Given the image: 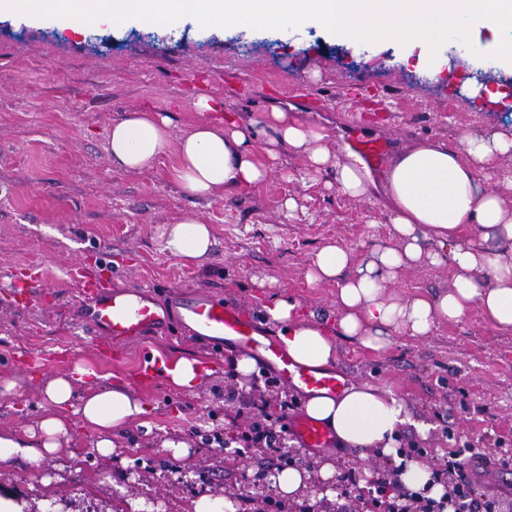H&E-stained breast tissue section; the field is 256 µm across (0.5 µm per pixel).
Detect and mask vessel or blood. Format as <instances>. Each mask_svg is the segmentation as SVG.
I'll return each instance as SVG.
<instances>
[{
  "label": "vessel or blood",
  "instance_id": "b4317fda",
  "mask_svg": "<svg viewBox=\"0 0 512 512\" xmlns=\"http://www.w3.org/2000/svg\"><path fill=\"white\" fill-rule=\"evenodd\" d=\"M357 166L381 169L389 145L378 138L359 137L350 144ZM72 276L85 295L86 322L94 333L106 340L146 336L148 332L168 328L172 320L189 326L197 336L224 350L245 351L263 364L272 366L280 383L287 388L309 393L325 391L335 395L344 390L348 377L333 370H313L296 363L276 336L269 334L240 307L217 295L198 292L177 295L173 305L158 302L142 286L115 289L106 286L82 267ZM288 436L303 448H332L333 432L322 422L299 413L287 420Z\"/></svg>",
  "mask_w": 512,
  "mask_h": 512
}]
</instances>
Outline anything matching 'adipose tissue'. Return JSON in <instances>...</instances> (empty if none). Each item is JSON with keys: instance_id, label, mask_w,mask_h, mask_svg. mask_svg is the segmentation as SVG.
I'll list each match as a JSON object with an SVG mask.
<instances>
[{"instance_id": "ef3b65f1", "label": "adipose tissue", "mask_w": 512, "mask_h": 512, "mask_svg": "<svg viewBox=\"0 0 512 512\" xmlns=\"http://www.w3.org/2000/svg\"><path fill=\"white\" fill-rule=\"evenodd\" d=\"M169 127V119L148 112L114 121L108 134L113 164L143 172L172 156L171 177L180 191L208 198L267 179L269 166L256 152L265 140L303 151L312 164L332 169L343 194L368 193L366 175L332 153L325 128L288 120L279 110L245 120L208 119L176 142ZM511 152L510 137L467 136L456 145L427 140L398 156L386 187L392 243L376 247L360 263L342 248L323 246L306 273L312 285L336 282L335 330L303 318L294 301L275 295L263 305L265 319L278 326L289 355L304 366L326 368L336 361L337 337L381 351L392 336H429L436 325L461 321L474 308L489 325L512 332V202L482 184L497 157ZM161 237L165 250L189 261L205 257L214 244L210 225L197 216L165 225ZM426 241L431 244L427 250L422 247ZM443 263L454 270L448 289L405 301L393 294L403 269ZM41 395L43 412L35 423L0 430V461L21 459L35 475L45 459L70 446L76 425L97 434V451L107 457L118 433L150 413L131 390L81 363L46 381ZM304 411L328 426L339 443L391 457L398 454L397 438L405 426L415 425L423 435L430 430L429 424L413 421L392 390L366 382L337 395L314 393Z\"/></svg>"}]
</instances>
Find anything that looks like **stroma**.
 I'll use <instances>...</instances> for the list:
<instances>
[{
  "label": "stroma",
  "instance_id": "stroma-1",
  "mask_svg": "<svg viewBox=\"0 0 512 512\" xmlns=\"http://www.w3.org/2000/svg\"><path fill=\"white\" fill-rule=\"evenodd\" d=\"M511 89L512 68L487 58L444 51L429 65L416 48L357 45L314 27L203 28L188 20L74 30L1 16L0 380H19L22 389L0 394V428L36 420L44 382L79 361L134 390L151 415L130 425L109 457L98 454L94 434L77 429L79 460L64 453L49 460L45 485L32 480L26 462H0V493L16 495L28 512H132L130 500L140 497L161 512H185L203 494L275 497L269 480L244 485L243 473L257 472L258 461L225 467L211 442L224 432L226 411L220 347L175 322L113 342L111 360H103L66 272L78 262L116 288L150 287L164 304L177 292L210 291L256 319L267 296L279 294L332 323L336 284L305 279L314 253L335 244L359 260L390 239L384 177L373 178L367 198H352L338 190L333 172L314 171L304 153L285 147L264 183L192 199L172 180L171 157L142 173L113 165V121L134 111L166 116L178 139L205 120L195 108L204 98L220 113L246 118L277 108L326 127L342 157L351 125L390 127L398 155L426 139L512 136V111L494 105ZM289 199L294 209L286 208ZM188 215L211 224L215 239L195 263L164 250L159 237L162 225ZM33 265L44 271L38 295L51 299L14 307L11 284ZM450 283L447 266L414 267L392 290L408 299ZM337 345L335 366L350 383L390 388L405 403L414 423L401 431L400 447L438 458L463 446L512 449V333L485 323L478 310L425 338L394 336L382 352L343 336ZM155 350L199 361L194 392L175 391L158 374L142 380L140 364ZM418 421L430 424L427 436L417 433ZM167 438L185 441L195 466L176 464L161 446ZM289 456L313 475L302 504L322 512H336L335 501L321 495L324 461L372 476L389 462L373 449L361 456L343 447L293 448Z\"/></svg>",
  "mask_w": 512,
  "mask_h": 512
}]
</instances>
